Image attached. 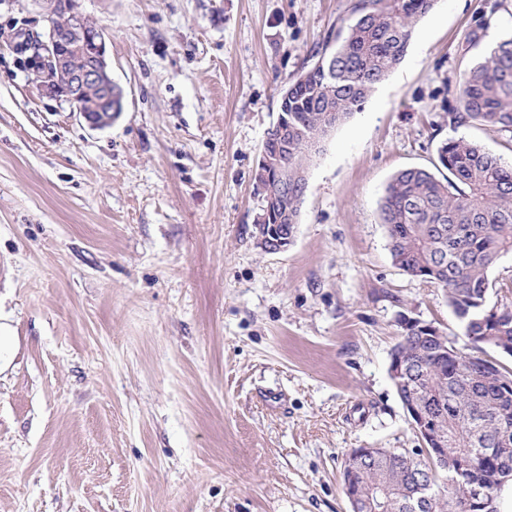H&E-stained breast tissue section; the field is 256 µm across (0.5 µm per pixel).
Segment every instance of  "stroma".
Here are the masks:
<instances>
[{
    "instance_id": "35a3bbf8",
    "label": "stroma",
    "mask_w": 512,
    "mask_h": 512,
    "mask_svg": "<svg viewBox=\"0 0 512 512\" xmlns=\"http://www.w3.org/2000/svg\"><path fill=\"white\" fill-rule=\"evenodd\" d=\"M125 92L90 128L43 95L45 22L0 0V512H350L355 448H417L389 376L399 315L465 343L443 289L392 261L399 171L464 137V70L512 0H439L402 63L308 166L288 249L256 244L280 92L354 0H76Z\"/></svg>"
}]
</instances>
